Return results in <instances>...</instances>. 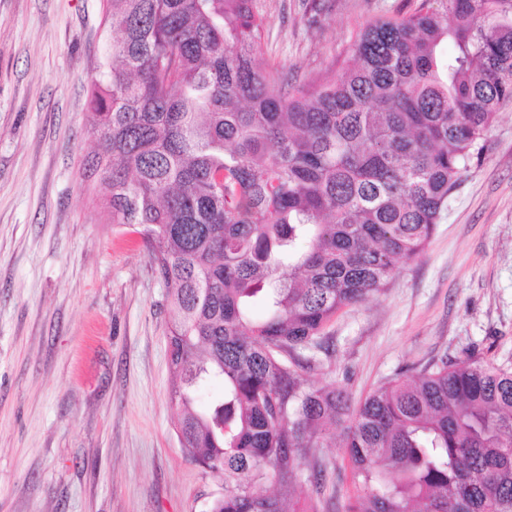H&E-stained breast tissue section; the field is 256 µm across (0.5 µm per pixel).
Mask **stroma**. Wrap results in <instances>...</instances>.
I'll use <instances>...</instances> for the list:
<instances>
[{
	"instance_id": "35a3bbf8",
	"label": "stroma",
	"mask_w": 512,
	"mask_h": 512,
	"mask_svg": "<svg viewBox=\"0 0 512 512\" xmlns=\"http://www.w3.org/2000/svg\"><path fill=\"white\" fill-rule=\"evenodd\" d=\"M106 0H0V512H205L223 474L182 451L169 398L168 288L138 226L105 223L90 79ZM262 64L341 68L360 27L417 0H260ZM305 350L314 383L358 405L433 359L512 369V101L418 259L343 308ZM302 498L344 512L345 448Z\"/></svg>"
}]
</instances>
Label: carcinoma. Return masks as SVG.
<instances>
[{
  "label": "carcinoma",
  "mask_w": 512,
  "mask_h": 512,
  "mask_svg": "<svg viewBox=\"0 0 512 512\" xmlns=\"http://www.w3.org/2000/svg\"><path fill=\"white\" fill-rule=\"evenodd\" d=\"M432 2L367 23L341 72L296 84L257 63L259 0H108L89 167L169 289L177 435L224 474L207 512H287L302 466L321 479L349 406L302 352L424 251L512 100V0ZM209 381L224 389L201 412ZM344 447L346 512H512V372L442 358L392 380Z\"/></svg>",
  "instance_id": "carcinoma-1"
}]
</instances>
